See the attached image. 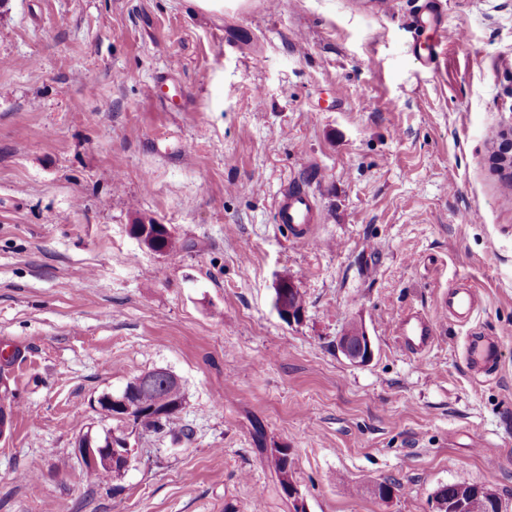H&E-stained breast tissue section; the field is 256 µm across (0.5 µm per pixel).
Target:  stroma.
Wrapping results in <instances>:
<instances>
[{"label": "stroma", "mask_w": 512, "mask_h": 512, "mask_svg": "<svg viewBox=\"0 0 512 512\" xmlns=\"http://www.w3.org/2000/svg\"><path fill=\"white\" fill-rule=\"evenodd\" d=\"M0 0V512H293L253 437L286 448L306 512H438L453 482L512 512V0ZM180 102H159L160 77ZM322 215L277 224L286 186ZM164 224L174 251L131 231ZM293 279L298 321L273 307ZM475 288L471 325L444 316ZM425 311L424 356L390 326ZM375 355L336 347L351 325ZM498 340V369L466 359ZM157 368L185 404L108 483L76 459L117 429L103 393ZM394 483L392 496L374 489ZM415 22L418 26H423L425 23L436 26L439 32V37L447 39L448 42L456 40L459 37L458 31L448 27L443 20L442 14L433 10L428 4H425L421 8V11L415 17ZM478 296L470 288L456 289L448 291V295H443L437 306L444 315L448 311L461 322L467 321L477 308Z\"/></svg>", "instance_id": "obj_1"}]
</instances>
